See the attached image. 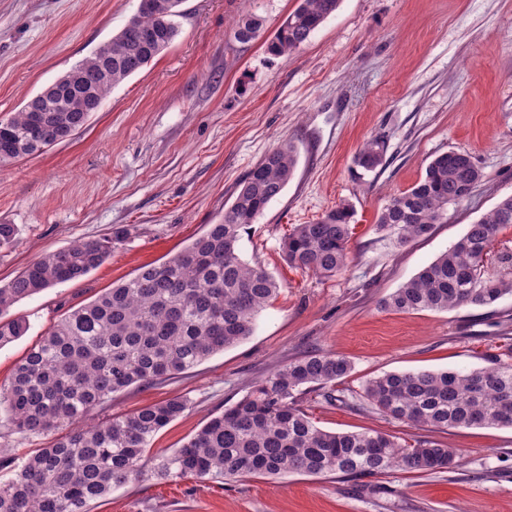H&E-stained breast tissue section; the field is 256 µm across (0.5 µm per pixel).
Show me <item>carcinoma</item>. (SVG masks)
Masks as SVG:
<instances>
[{
    "instance_id": "1",
    "label": "carcinoma",
    "mask_w": 512,
    "mask_h": 512,
    "mask_svg": "<svg viewBox=\"0 0 512 512\" xmlns=\"http://www.w3.org/2000/svg\"><path fill=\"white\" fill-rule=\"evenodd\" d=\"M184 0H140L136 14L112 37L62 76L33 105L0 121V164L43 151L82 128L111 88L139 72L179 34L175 18ZM340 0H299L268 41L273 56L306 44L339 8ZM260 20L233 29L247 43ZM382 161L380 144L366 143L357 163L365 171ZM297 154L284 142L240 181L217 224L161 264L141 267L68 313L40 336L0 384V408L19 433L58 432L0 480V512H88L90 502L144 476L151 440L182 415L186 400L174 397L87 424L112 394L181 374L224 351L254 330L259 311L278 292L265 268L239 253L241 232L256 223L294 175ZM482 174L466 152L437 155L423 177L394 196L377 226L400 245L428 234L448 206L466 199ZM354 208L341 202L311 224H299L282 245L288 264L323 277L346 264ZM512 225V195L476 222L445 252L382 300V307L410 313L491 306L512 295V279L489 275L484 257L500 229ZM126 231L74 243L45 254L0 287V348L25 335L14 305L57 284L77 281L100 267ZM352 369L349 360L315 352L254 384L237 402L212 417L154 472L166 479L233 481L256 475L301 474L358 478L394 468L439 474L459 465L454 448L437 440L415 444L380 431L336 433L317 427L300 408L299 395L323 391ZM362 398L375 413L437 429L512 428V361L498 360L467 373L390 372L368 379Z\"/></svg>"
}]
</instances>
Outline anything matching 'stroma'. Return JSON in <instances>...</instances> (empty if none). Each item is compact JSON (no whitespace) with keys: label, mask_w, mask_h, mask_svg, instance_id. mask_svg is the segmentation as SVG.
Instances as JSON below:
<instances>
[{"label":"stroma","mask_w":512,"mask_h":512,"mask_svg":"<svg viewBox=\"0 0 512 512\" xmlns=\"http://www.w3.org/2000/svg\"><path fill=\"white\" fill-rule=\"evenodd\" d=\"M139 0H0V120L117 33ZM298 0H184L180 33L112 88L70 139L0 165V285L46 253L127 229L85 278L18 303L25 336L0 349V383L57 320L149 263L172 257L221 220L244 175L292 142L298 164L286 190L243 230V260L280 290L247 339L175 378L116 392L98 421L173 397L187 411L153 438L173 453L212 416L288 361L311 352L347 358L336 403L310 392L302 408L331 432L379 430L458 449V467L424 475L393 469L376 490L349 479L298 474L237 481L154 475L113 489L91 512H512V429L415 428L366 409L369 378L414 370L468 371L512 350V296L490 307L397 313L383 298L448 250L468 224L512 195V0H341L293 53L266 42ZM261 19L240 43L235 20ZM381 164H355L368 141ZM472 156L483 178L449 206L446 221L407 244L377 226L391 196L410 189L437 155ZM355 209L344 270L331 277L288 265L281 242L341 201ZM54 433L12 431L0 412V479Z\"/></svg>","instance_id":"35a3bbf8"}]
</instances>
